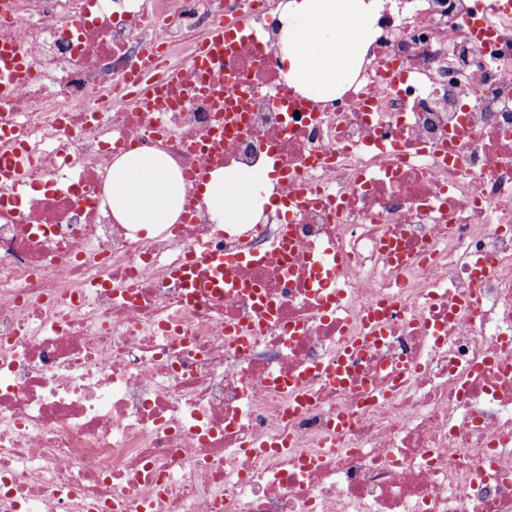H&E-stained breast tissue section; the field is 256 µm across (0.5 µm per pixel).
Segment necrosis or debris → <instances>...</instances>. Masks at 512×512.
Wrapping results in <instances>:
<instances>
[{
	"label": "necrosis or debris",
	"mask_w": 512,
	"mask_h": 512,
	"mask_svg": "<svg viewBox=\"0 0 512 512\" xmlns=\"http://www.w3.org/2000/svg\"><path fill=\"white\" fill-rule=\"evenodd\" d=\"M10 2L32 75L0 127L31 162L0 182V512H512V11L478 43L485 0H382L316 101L275 0ZM148 52L179 76L141 104ZM146 148L185 184L150 238L107 204ZM213 158L273 164L296 209L213 224ZM217 247L235 288L189 297L168 266Z\"/></svg>",
	"instance_id": "necrosis-or-debris-1"
}]
</instances>
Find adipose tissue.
Listing matches in <instances>:
<instances>
[{
    "mask_svg": "<svg viewBox=\"0 0 512 512\" xmlns=\"http://www.w3.org/2000/svg\"><path fill=\"white\" fill-rule=\"evenodd\" d=\"M282 60L289 84L316 100L335 97L359 71L366 43L380 13V0H280ZM271 169L215 170L203 202L216 224H250L268 204L261 191ZM113 217L146 235L175 223L185 195L178 169L167 154L145 149L112 164Z\"/></svg>",
    "mask_w": 512,
    "mask_h": 512,
    "instance_id": "1",
    "label": "adipose tissue"
}]
</instances>
